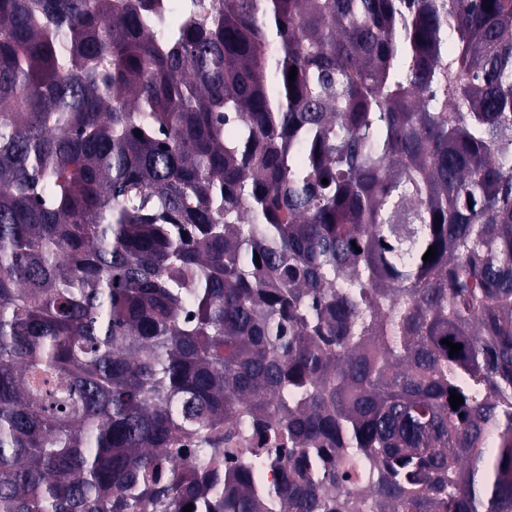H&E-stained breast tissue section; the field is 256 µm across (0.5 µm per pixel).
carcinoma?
Here are the masks:
<instances>
[{
	"label": "carcinoma",
	"mask_w": 512,
	"mask_h": 512,
	"mask_svg": "<svg viewBox=\"0 0 512 512\" xmlns=\"http://www.w3.org/2000/svg\"><path fill=\"white\" fill-rule=\"evenodd\" d=\"M165 8L0 0V512H512V0Z\"/></svg>",
	"instance_id": "obj_1"
}]
</instances>
